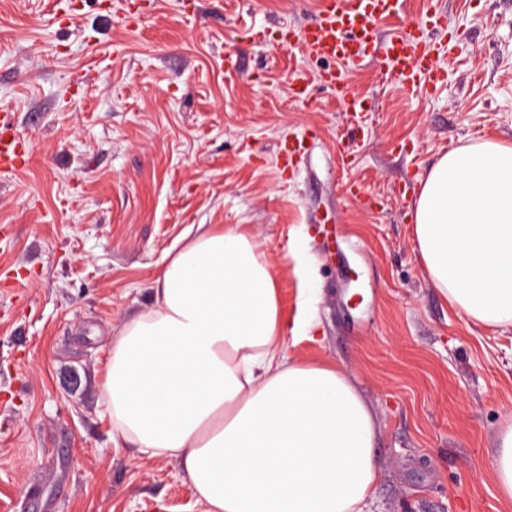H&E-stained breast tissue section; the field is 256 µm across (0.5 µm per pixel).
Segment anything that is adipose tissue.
<instances>
[{"instance_id":"ef3b65f1","label":"adipose tissue","mask_w":512,"mask_h":512,"mask_svg":"<svg viewBox=\"0 0 512 512\" xmlns=\"http://www.w3.org/2000/svg\"><path fill=\"white\" fill-rule=\"evenodd\" d=\"M426 278L462 315L512 325V143L428 170L413 215ZM278 279L242 225L200 224L112 342L101 388L127 447L178 459L204 512H365L379 425L346 369L282 352Z\"/></svg>"}]
</instances>
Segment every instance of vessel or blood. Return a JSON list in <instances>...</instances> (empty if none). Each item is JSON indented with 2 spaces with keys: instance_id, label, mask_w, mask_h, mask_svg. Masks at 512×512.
I'll return each mask as SVG.
<instances>
[{
  "instance_id": "1",
  "label": "vessel or blood",
  "mask_w": 512,
  "mask_h": 512,
  "mask_svg": "<svg viewBox=\"0 0 512 512\" xmlns=\"http://www.w3.org/2000/svg\"><path fill=\"white\" fill-rule=\"evenodd\" d=\"M400 9L401 0H320L312 23L301 31L286 32L282 44L301 45L310 55L329 60V68L317 75L318 83L334 88L346 111L358 115L365 104L349 92L346 69L375 65L382 78L411 95L435 90L443 81L439 61L450 54L451 46L428 39L429 31L442 24L437 0H427L425 11L406 19L389 39L380 40L379 24ZM26 159L14 115L1 109L0 174L12 173Z\"/></svg>"
}]
</instances>
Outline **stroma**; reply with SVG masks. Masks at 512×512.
Returning a JSON list of instances; mask_svg holds the SVG:
<instances>
[{
    "label": "stroma",
    "mask_w": 512,
    "mask_h": 512,
    "mask_svg": "<svg viewBox=\"0 0 512 512\" xmlns=\"http://www.w3.org/2000/svg\"><path fill=\"white\" fill-rule=\"evenodd\" d=\"M318 0H0V108L30 147L0 175V512H202L180 463L122 445L110 347L195 224H243L278 278L287 356L329 360L374 410L372 512H512L491 474L512 417V326L467 321L425 277L416 191L448 150L512 142V0H440L436 90L373 68L351 134L322 61L280 48ZM239 76L226 80L225 60ZM302 136L292 163L287 134ZM364 187L350 199V180ZM304 255L310 280L295 272ZM317 290L314 339L293 322Z\"/></svg>",
    "instance_id": "obj_1"
}]
</instances>
